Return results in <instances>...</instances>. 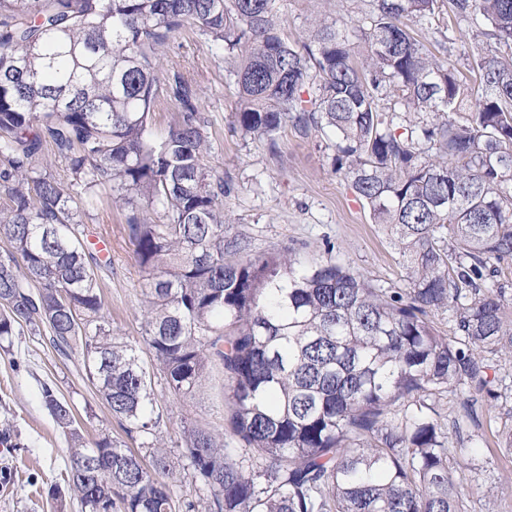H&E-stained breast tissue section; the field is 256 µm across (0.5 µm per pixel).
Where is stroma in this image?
I'll use <instances>...</instances> for the list:
<instances>
[{
	"instance_id": "35a3bbf8",
	"label": "stroma",
	"mask_w": 512,
	"mask_h": 512,
	"mask_svg": "<svg viewBox=\"0 0 512 512\" xmlns=\"http://www.w3.org/2000/svg\"><path fill=\"white\" fill-rule=\"evenodd\" d=\"M289 38L306 37L315 18L348 30L367 0H277ZM158 76L170 83L183 78L200 91L197 102L205 120L208 161L232 193L225 204L233 231L246 234L251 252L264 255L291 247L303 259L333 252L337 262L361 272L384 288L404 287L401 259L386 235L372 224L360 200L332 170L334 150L320 135L300 138L287 131L279 152L265 140L234 130L235 86L224 69V51L198 29L171 38L158 52ZM129 208L116 207L107 191L83 215L87 238L111 245L110 267L98 269V284L114 335L132 340L141 333V273L127 233ZM0 351V512H80L65 488L67 444L45 409L44 385H51L76 408L86 437L106 433L123 441L127 435L86 377L80 355L60 360L42 337L21 332ZM157 404L163 411L158 432L176 470L187 461L178 447L183 421L213 433L224 431L226 406L219 373H212L193 399H174L162 378H155ZM512 408V396L494 408H479L471 433L482 441L470 455L475 484L464 483L458 496L466 512H512V456L497 449L499 417Z\"/></svg>"
}]
</instances>
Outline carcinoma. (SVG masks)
Instances as JSON below:
<instances>
[{
	"instance_id": "obj_1",
	"label": "carcinoma",
	"mask_w": 512,
	"mask_h": 512,
	"mask_svg": "<svg viewBox=\"0 0 512 512\" xmlns=\"http://www.w3.org/2000/svg\"><path fill=\"white\" fill-rule=\"evenodd\" d=\"M478 16L487 29L454 58L415 36ZM192 27L222 43L243 134L274 152L288 129L332 136L333 172L397 250L405 287L371 284L331 248L312 262L286 247L253 255L231 232L197 91L157 76L159 48ZM163 92L182 112L158 141ZM47 145L132 207L139 341L112 335L96 278L110 260L78 235L87 200L43 167ZM0 241V341L26 330L81 352L140 439L138 452L85 440L71 402L44 386L81 512L195 509L173 496L182 474L157 433L153 376L187 400L216 368L227 429L185 422L180 436L214 512H464L456 490L473 468L466 448L449 465L448 448L473 420L465 392L498 400L508 386L489 359L512 363V298L496 280L512 260V0H374L352 32L316 19L293 43L276 0H0ZM439 311L455 339L432 326ZM446 393L463 396L450 420ZM501 420L512 456V410ZM77 458L112 472L85 478Z\"/></svg>"
}]
</instances>
